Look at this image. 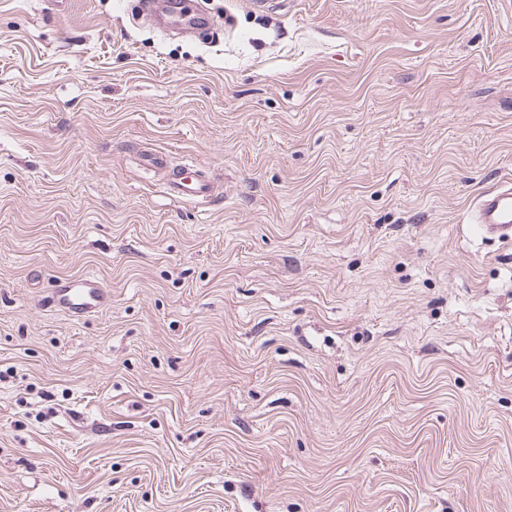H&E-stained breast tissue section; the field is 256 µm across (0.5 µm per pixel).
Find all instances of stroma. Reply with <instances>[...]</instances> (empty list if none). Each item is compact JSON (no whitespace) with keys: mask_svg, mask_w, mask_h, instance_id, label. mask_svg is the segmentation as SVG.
<instances>
[{"mask_svg":"<svg viewBox=\"0 0 512 512\" xmlns=\"http://www.w3.org/2000/svg\"><path fill=\"white\" fill-rule=\"evenodd\" d=\"M189 2L0 0V512H512V0ZM168 191L175 196L192 199H203L212 193L213 184L212 182L204 177H194L189 183L179 178H170L167 182ZM473 223L490 235L512 236V179L502 178L500 185L483 191L476 199ZM53 303L62 311L74 317L94 313L108 301V291L93 275L62 279L53 288Z\"/></svg>","mask_w":512,"mask_h":512,"instance_id":"35a3bbf8","label":"stroma"}]
</instances>
